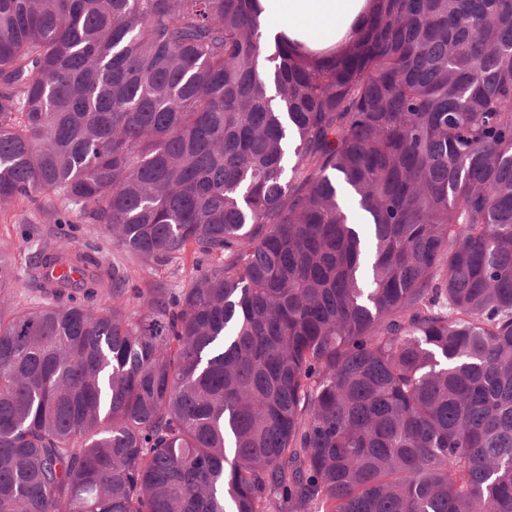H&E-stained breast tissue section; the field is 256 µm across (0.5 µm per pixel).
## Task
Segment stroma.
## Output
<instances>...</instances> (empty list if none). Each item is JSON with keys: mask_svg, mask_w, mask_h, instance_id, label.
<instances>
[{"mask_svg": "<svg viewBox=\"0 0 512 512\" xmlns=\"http://www.w3.org/2000/svg\"><path fill=\"white\" fill-rule=\"evenodd\" d=\"M63 240L70 241L76 249L92 253L98 260L101 285L96 290V299L111 300L112 267L116 264L125 267L129 288L125 299L131 309L137 305L134 289L156 288L168 294L175 293L186 284L193 268L194 256L188 253L166 266L152 271L145 270L138 260L113 245L111 239L102 234L90 233L78 210L63 208L53 217L46 218L36 214L34 205L28 203L20 210L0 209V250L12 253L20 269L13 290L17 303L26 305L45 298L44 291L35 288L23 270L35 243L51 247Z\"/></svg>", "mask_w": 512, "mask_h": 512, "instance_id": "35a3bbf8", "label": "stroma"}]
</instances>
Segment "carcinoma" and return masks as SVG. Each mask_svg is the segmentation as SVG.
Instances as JSON below:
<instances>
[{"mask_svg": "<svg viewBox=\"0 0 512 512\" xmlns=\"http://www.w3.org/2000/svg\"><path fill=\"white\" fill-rule=\"evenodd\" d=\"M253 2L0 0V208L217 259L131 311L0 254V512H512V0L331 57Z\"/></svg>", "mask_w": 512, "mask_h": 512, "instance_id": "1", "label": "carcinoma"}]
</instances>
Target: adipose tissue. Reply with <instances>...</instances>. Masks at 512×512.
<instances>
[{
	"instance_id": "adipose-tissue-1",
	"label": "adipose tissue",
	"mask_w": 512,
	"mask_h": 512,
	"mask_svg": "<svg viewBox=\"0 0 512 512\" xmlns=\"http://www.w3.org/2000/svg\"><path fill=\"white\" fill-rule=\"evenodd\" d=\"M258 6L265 45L297 43L323 53L352 39L369 0H258Z\"/></svg>"
}]
</instances>
